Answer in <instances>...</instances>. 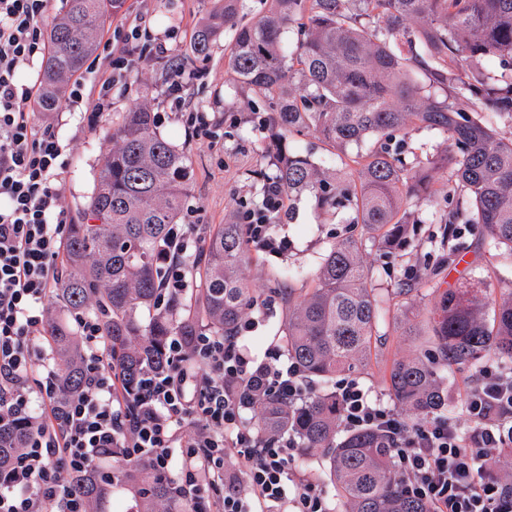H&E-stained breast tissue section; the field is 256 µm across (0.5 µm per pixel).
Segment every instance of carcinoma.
<instances>
[{"label":"carcinoma","instance_id":"1","mask_svg":"<svg viewBox=\"0 0 512 512\" xmlns=\"http://www.w3.org/2000/svg\"><path fill=\"white\" fill-rule=\"evenodd\" d=\"M125 0H66L51 21L40 108L49 112L71 78L96 51V35ZM242 0H224L195 37L197 58L225 30L232 40L227 68L241 85L259 90L262 122L274 130L273 179L292 201L308 195L320 213L346 211L348 231L336 237L314 269L312 287L295 294L297 274L278 272L269 289L281 303L278 335L288 359L323 388L292 406L279 394L249 403L260 444L284 432L303 448H323V472L345 512H429L401 493L393 449L378 433L338 429L336 376L361 370L370 359L382 317L368 247L387 259L409 243L403 206L411 204L446 228L455 252V225L483 245L512 253V0H271L259 19L239 18ZM290 32L294 39L284 41ZM437 132L435 154H405L410 133ZM311 132L329 157L314 162L284 143ZM108 148L85 213L64 250L60 307L100 321L106 352L127 388L144 366L166 361L172 337L240 335L263 304L245 275L254 258L248 225L234 215L210 234L199 288L161 299L171 225L188 198L185 154L157 130L140 105L107 133ZM355 157L342 161L346 148ZM430 263L398 280L408 295L431 281ZM436 302L424 324L405 325L416 352L395 361L388 387L411 418L445 405L442 371L476 365L494 354L512 363V289L491 299L480 289H433ZM152 310L148 322L140 314ZM45 335L63 366L61 391L83 387L80 343L68 327L48 319ZM31 432L22 417L0 422V468H7ZM141 512H178L179 500L162 479H141Z\"/></svg>","mask_w":512,"mask_h":512}]
</instances>
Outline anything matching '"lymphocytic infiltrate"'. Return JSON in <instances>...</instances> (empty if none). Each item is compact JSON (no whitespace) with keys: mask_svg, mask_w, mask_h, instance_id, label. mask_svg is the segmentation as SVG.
I'll return each instance as SVG.
<instances>
[{"mask_svg":"<svg viewBox=\"0 0 512 512\" xmlns=\"http://www.w3.org/2000/svg\"><path fill=\"white\" fill-rule=\"evenodd\" d=\"M51 0H0V418L26 414L32 399L42 413L10 467L0 471V512H86L82 493L68 474H94L112 453L146 465L159 477L178 467L174 489L192 512H330L316 480L293 467L294 437L263 447L239 425L246 388L287 397L311 394L296 367L256 372L236 340L203 333L193 345L171 339L164 366H147L136 390H128L105 363L99 321L76 319L84 359L83 390L67 400L57 391L54 354L37 347L48 318L41 302L61 276L62 237L71 218L64 206L60 173L69 148L58 134L64 115L82 105L112 109V91L162 55L163 39L142 15L122 16L84 73L72 79L58 108L37 109L40 80L24 81L46 50L44 20ZM277 182H267L262 204L239 212L253 239L273 249L272 217L284 208ZM189 208L188 223L172 225L173 247L165 257L163 293L177 296L194 284L202 256ZM42 375L29 389L34 368ZM344 430L378 431L394 446V470L402 492L430 512H512V485L488 468L501 449L512 447V368L493 362L480 368L465 397L469 429L438 418L414 425L373 400L357 380L336 386ZM237 461L226 468V459Z\"/></svg>","mask_w":512,"mask_h":512,"instance_id":"obj_1","label":"lymphocytic infiltrate"}]
</instances>
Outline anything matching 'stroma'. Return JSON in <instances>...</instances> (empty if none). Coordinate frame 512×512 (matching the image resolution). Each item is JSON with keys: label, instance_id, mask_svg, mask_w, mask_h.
<instances>
[{"label": "stroma", "instance_id": "stroma-1", "mask_svg": "<svg viewBox=\"0 0 512 512\" xmlns=\"http://www.w3.org/2000/svg\"><path fill=\"white\" fill-rule=\"evenodd\" d=\"M216 0H125L124 13H143L147 27L161 33L177 28L176 39L166 46L177 56L186 70L202 72L183 95L180 109H170L165 98L169 72L165 61L159 60L139 73L136 87L114 92L110 112L95 117L94 129L79 131V119H71L59 127L61 137L70 143L69 166L60 178L64 204L70 212L83 210L91 195L95 176L107 148L105 132L118 125L125 112L134 105L147 104L150 112L161 114L158 129L189 160L190 206L196 207L197 234L207 240L215 225L240 203L261 201L262 173L269 169L273 150L272 132L259 122L263 96L258 91L237 85L225 65L231 38L222 34L212 41L206 59L196 58L193 47L198 30L215 8ZM202 116L205 133L194 136L188 131L189 113ZM411 244L400 250L389 270L378 276L384 300V322L381 335L372 348L368 365L355 378L384 404H391L387 377L392 364L414 348L411 338L398 335L397 322L423 320L434 302L431 289L424 288L406 296H394L396 277L405 269L422 264L430 242L441 233L437 224L421 223L420 213H411ZM344 214L321 215L310 197L296 201L292 214H280L270 228L271 234L284 241V248L268 250L254 247L255 260L247 269V278L259 288L265 287L269 273L289 268H313L328 243L343 229ZM465 248L444 260H434V280L441 287L473 285L499 289L500 281L512 279V255L507 251H487L477 236L463 234ZM280 316L279 305L253 314L254 326L243 332L239 343L247 347L255 363L277 362L287 366L280 339L274 325Z\"/></svg>", "mask_w": 512, "mask_h": 512}]
</instances>
